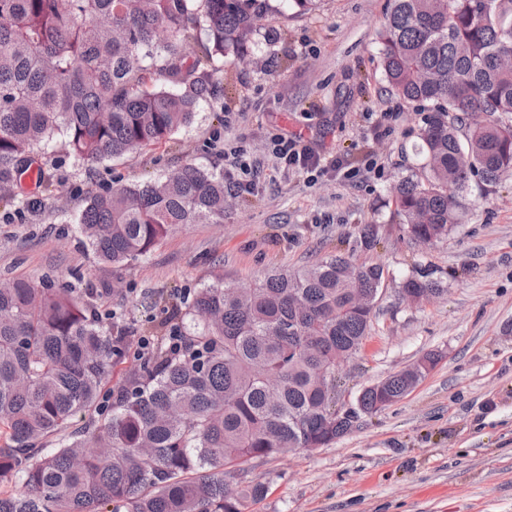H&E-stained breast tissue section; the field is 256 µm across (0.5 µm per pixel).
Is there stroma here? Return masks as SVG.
<instances>
[{
	"label": "stroma",
	"instance_id": "1",
	"mask_svg": "<svg viewBox=\"0 0 512 512\" xmlns=\"http://www.w3.org/2000/svg\"><path fill=\"white\" fill-rule=\"evenodd\" d=\"M389 0H281L266 40L240 63L216 61L220 100L169 138L120 159L84 163L53 142L34 175L0 198V283L16 277L72 289L128 334L112 358L122 384L139 340L185 312L194 291L252 286L272 267L294 271L336 254L380 265L377 313L361 351L339 369L336 405L428 353L437 365L399 401L362 417L324 448L245 463L263 484L246 512H512V179L472 187L463 224L421 246L407 236L395 186L423 162L425 115L388 92L377 31ZM303 133L353 178L277 167L273 135ZM243 153L251 186L227 194L220 224H185L146 257L98 260L74 216L115 185L161 179L193 163L223 168ZM374 225L378 241L359 235ZM434 271L444 295L407 301L402 285Z\"/></svg>",
	"mask_w": 512,
	"mask_h": 512
}]
</instances>
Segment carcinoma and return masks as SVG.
Here are the masks:
<instances>
[{
	"mask_svg": "<svg viewBox=\"0 0 512 512\" xmlns=\"http://www.w3.org/2000/svg\"><path fill=\"white\" fill-rule=\"evenodd\" d=\"M271 0H0V190L56 139L93 162L119 158L190 124L215 95L207 68L242 61ZM207 42L188 54L194 31ZM390 91L428 112L424 164L397 202L415 242L462 223L472 181L512 176V0H390L381 28ZM179 85L174 92L168 85ZM224 172L186 164L162 180L88 196L78 215L102 261L147 255L179 224L224 222ZM377 264L336 255L272 270L254 288L198 290L173 326L179 347L143 354L108 388L112 335L68 292L16 278L0 289V512H243L265 487H235L240 465L349 433L336 421V354L356 353L375 307L351 304L358 277L372 302ZM404 291L447 292L434 272ZM420 381L397 372L362 390L370 414ZM88 424L69 430L76 418Z\"/></svg>",
	"mask_w": 512,
	"mask_h": 512,
	"instance_id": "1",
	"label": "carcinoma"
}]
</instances>
